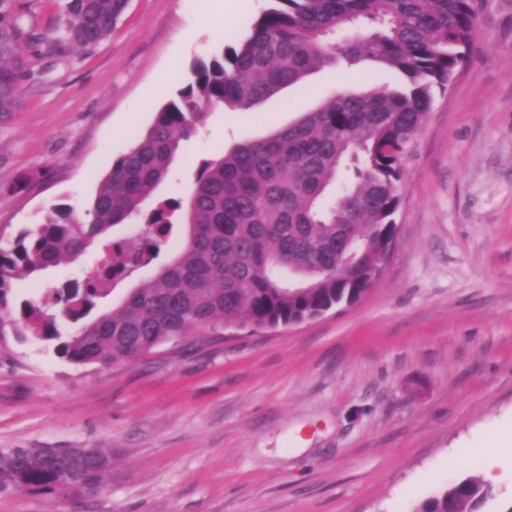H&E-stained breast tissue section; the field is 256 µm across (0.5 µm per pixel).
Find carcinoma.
Returning <instances> with one entry per match:
<instances>
[{"label":"carcinoma","instance_id":"obj_1","mask_svg":"<svg viewBox=\"0 0 512 512\" xmlns=\"http://www.w3.org/2000/svg\"><path fill=\"white\" fill-rule=\"evenodd\" d=\"M233 45L197 61L177 99L146 134L112 159L87 205L51 211L0 246V341L34 338L75 365L132 361L188 336L203 348L228 329L300 323L362 296L397 234L404 159L480 36L487 0H271ZM126 0H62L44 38L53 53L89 50L111 34ZM17 0H0V123L21 108L30 69ZM368 60L399 71L398 89L337 94L271 134L237 143L197 166L193 185L145 211L181 143L209 111L261 106L311 72ZM118 224L138 239H111ZM173 258L112 310L95 300L156 260L174 226ZM359 252L341 263V245ZM97 247L107 276L47 288L11 312L15 280ZM112 468L101 448L0 451V491L89 496ZM492 487L467 476L413 512H483Z\"/></svg>","mask_w":512,"mask_h":512}]
</instances>
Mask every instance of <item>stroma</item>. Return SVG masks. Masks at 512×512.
Returning <instances> with one entry per match:
<instances>
[{
  "instance_id": "1",
  "label": "stroma",
  "mask_w": 512,
  "mask_h": 512,
  "mask_svg": "<svg viewBox=\"0 0 512 512\" xmlns=\"http://www.w3.org/2000/svg\"><path fill=\"white\" fill-rule=\"evenodd\" d=\"M61 0H29L23 106L0 123V240L80 206L149 128L193 61L237 40L270 0H130L90 51L54 56ZM372 62L326 67L244 112L209 113L157 197L201 160L266 136L347 89L394 87ZM398 233L356 303L290 327L228 330L204 348L75 366L42 343L0 344V449L107 448L98 494L0 492V512H412L452 482L512 505V0H489L479 44L406 160ZM97 249L15 280L14 303L83 283Z\"/></svg>"
}]
</instances>
